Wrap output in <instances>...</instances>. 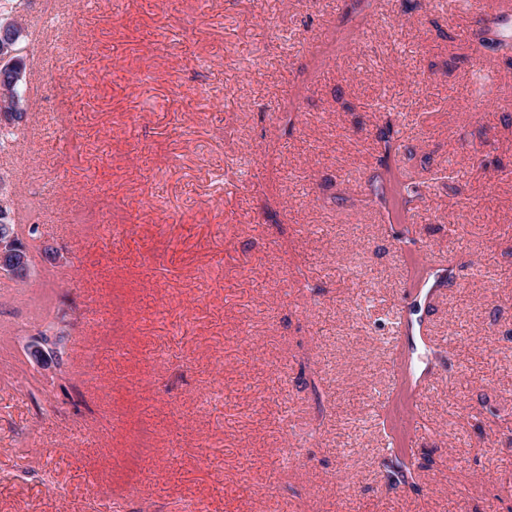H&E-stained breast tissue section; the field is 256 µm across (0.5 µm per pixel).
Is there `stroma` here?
<instances>
[{
    "mask_svg": "<svg viewBox=\"0 0 512 512\" xmlns=\"http://www.w3.org/2000/svg\"><path fill=\"white\" fill-rule=\"evenodd\" d=\"M48 7L0 0V512H512V0ZM23 81V80H22ZM22 81L15 82L14 77L11 74H0V109L1 103H9V106L14 108L15 112L19 116V120L22 119L25 111L22 104H25V99L22 97L19 86ZM1 203L2 199L0 197V226H2V224H5V226L7 227V233L5 237H2L0 233V239L4 238V241L0 242L1 271L7 270L13 275H18L19 273L27 274L29 271V266L26 261V258H16L13 256V253L6 250V244L9 243L12 239V236L10 235L11 231L8 224H10L11 229L14 230V223L10 218V214L12 211L11 207L7 204L5 208H3ZM4 212H7L8 216H4ZM7 256L11 258V261L9 263L6 262L5 260Z\"/></svg>",
    "mask_w": 512,
    "mask_h": 512,
    "instance_id": "obj_1",
    "label": "stroma"
}]
</instances>
